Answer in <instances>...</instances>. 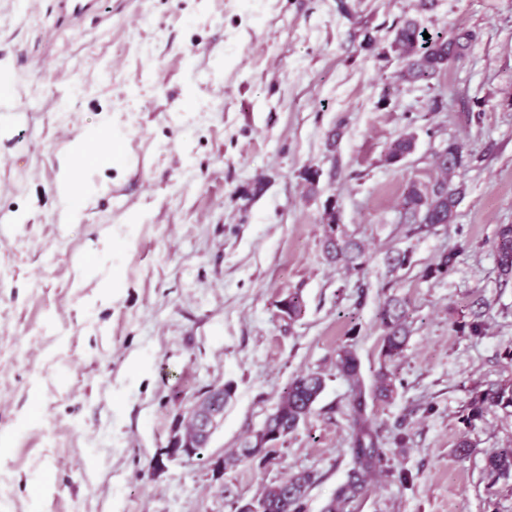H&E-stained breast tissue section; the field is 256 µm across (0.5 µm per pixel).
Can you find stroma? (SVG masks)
<instances>
[{"mask_svg":"<svg viewBox=\"0 0 512 512\" xmlns=\"http://www.w3.org/2000/svg\"><path fill=\"white\" fill-rule=\"evenodd\" d=\"M407 20L470 35L431 85L396 78ZM103 121L112 162H86V205L60 223V163ZM406 133L414 151L386 163ZM450 140L455 218L410 232L400 196L436 178ZM330 203L362 271L322 251ZM501 224L512 0H103L73 24L58 0H0V512H237L299 471L315 476L306 512H324L356 468L336 355L351 348L373 386L390 297L410 337L393 398L365 411L386 464L344 512H512V479L490 492L483 473L512 448V416L465 420L473 390L512 378ZM450 252L452 271L426 276ZM294 291L306 312L291 322L278 302ZM305 371L325 389L270 458L217 476L162 457L202 388H232L206 450L219 457Z\"/></svg>","mask_w":512,"mask_h":512,"instance_id":"stroma-1","label":"stroma"}]
</instances>
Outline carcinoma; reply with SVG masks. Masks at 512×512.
Listing matches in <instances>:
<instances>
[{"label":"carcinoma","mask_w":512,"mask_h":512,"mask_svg":"<svg viewBox=\"0 0 512 512\" xmlns=\"http://www.w3.org/2000/svg\"><path fill=\"white\" fill-rule=\"evenodd\" d=\"M424 30L413 21H406L395 30L391 48L400 62L398 80L408 83H427L448 66L451 56H460L465 48L468 34L459 33L452 37H423ZM413 137L400 136L390 142L385 160L397 164L413 150ZM464 147L450 140L442 148L444 158L439 160L438 180L431 188L414 184L404 190L400 206L405 211L406 223L432 226L449 224L453 221L456 207L465 189L452 182L450 174L462 164ZM322 247L326 257L333 263H342L347 268L363 269L361 247L347 240L339 224L335 208L326 213L323 225ZM497 267L502 277L512 279V224L498 227L494 240ZM281 317L290 321L301 319L305 301L300 292L289 293L279 302ZM407 311L397 299L386 301L379 311L380 323L384 330L380 354L386 361L399 356L407 343ZM336 370L351 384L355 394L353 423L356 426L354 459L359 472L352 480L340 486L336 496L326 506L325 512H339L340 506L360 496L366 488L370 475L382 467L386 453L375 446L376 431L366 425L364 419L365 391L360 364L355 353L347 348L340 350L336 359ZM325 379L319 372L309 371L296 375L282 389L278 396L275 412L266 420L261 433L246 439L239 448L224 458V465H234L259 457L267 446L282 441L295 432L311 414L314 403L324 390ZM395 382L393 373L382 368L378 372L372 391L374 398L386 401L393 398ZM490 408H499L512 413V381H503L489 388L477 390L470 400L466 421L473 423L483 417ZM484 478L487 489H494L499 482L512 478V448H503L490 455L485 462ZM313 483L307 472L295 474L288 483L266 488L257 501L260 512H305L307 489Z\"/></svg>","instance_id":"obj_1"}]
</instances>
